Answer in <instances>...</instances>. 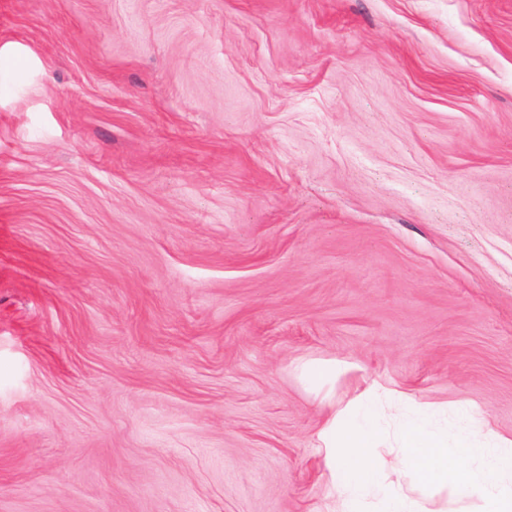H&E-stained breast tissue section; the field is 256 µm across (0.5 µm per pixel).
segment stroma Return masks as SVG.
<instances>
[{
	"instance_id": "35a3bbf8",
	"label": "stroma",
	"mask_w": 512,
	"mask_h": 512,
	"mask_svg": "<svg viewBox=\"0 0 512 512\" xmlns=\"http://www.w3.org/2000/svg\"><path fill=\"white\" fill-rule=\"evenodd\" d=\"M367 381L512 436V0H0V512H331ZM303 379L312 384H320L336 375V363L317 361L305 363L300 368Z\"/></svg>"
}]
</instances>
